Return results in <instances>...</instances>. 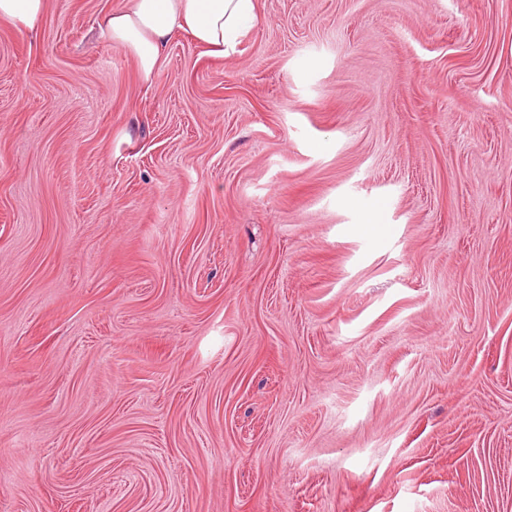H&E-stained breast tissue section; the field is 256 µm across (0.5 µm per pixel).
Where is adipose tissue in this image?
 <instances>
[{"label": "adipose tissue", "mask_w": 512, "mask_h": 512, "mask_svg": "<svg viewBox=\"0 0 512 512\" xmlns=\"http://www.w3.org/2000/svg\"><path fill=\"white\" fill-rule=\"evenodd\" d=\"M260 19L259 0H127L105 17L104 32L131 53L150 85L175 33H188L209 54L224 58Z\"/></svg>", "instance_id": "1"}]
</instances>
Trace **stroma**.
I'll list each match as a JSON object with an SVG mask.
<instances>
[{"instance_id": "35a3bbf8", "label": "stroma", "mask_w": 512, "mask_h": 512, "mask_svg": "<svg viewBox=\"0 0 512 512\" xmlns=\"http://www.w3.org/2000/svg\"><path fill=\"white\" fill-rule=\"evenodd\" d=\"M123 3L0 24V512H512V0H260L150 87Z\"/></svg>"}]
</instances>
